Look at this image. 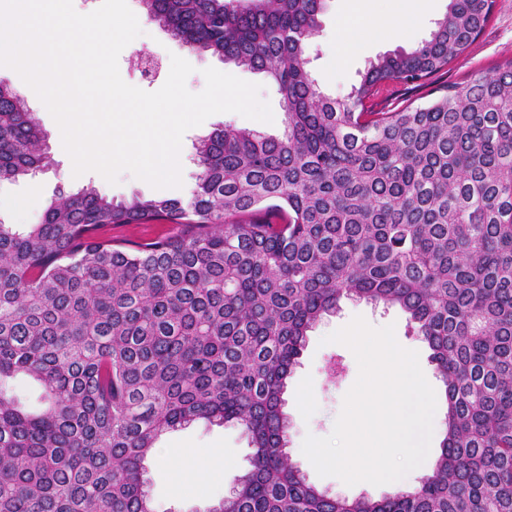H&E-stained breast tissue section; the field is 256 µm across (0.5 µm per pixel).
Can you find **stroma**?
<instances>
[{"label":"stroma","instance_id":"obj_1","mask_svg":"<svg viewBox=\"0 0 512 512\" xmlns=\"http://www.w3.org/2000/svg\"><path fill=\"white\" fill-rule=\"evenodd\" d=\"M130 9L140 19L142 33L130 42L118 58L119 72L129 85L147 92L160 89L166 82L172 56H180L194 68L186 85L191 92L205 87L203 71L212 67L227 71L242 80L261 85L260 97L269 102L274 122L266 123L237 113H219L183 136L180 150L182 185L172 189V196L190 199L195 188L198 168L194 162V145L217 128L232 126L266 135L282 136L284 131L280 96L273 84L260 73L228 67L215 56L189 51L173 39L157 22L151 20L141 0H128ZM380 0H327L321 17L322 27L308 44L309 69L325 93L340 98L359 79L370 60L399 48L411 47L427 39L436 22L443 18L448 0H426L416 27L405 40L373 41L364 48L342 56L337 52L340 34L337 24L350 19L358 29L375 24ZM512 59V0H495L490 22L473 45L432 85L434 95H442L446 86L470 83L489 67ZM45 135L48 159L34 175L15 182L0 183V221L23 226L40 222L46 208L59 193L92 186L115 201L133 197L153 198L159 189L122 172L117 183H109L99 173L89 171L74 176L69 155L60 146V129L45 106L27 97ZM363 317L369 325L380 328L394 325L397 342L417 351L421 369L436 393L435 424H442L446 411L443 383L429 361L424 342L413 336L406 314L396 306H384L358 299H342L335 313L325 316L308 333L306 347L288 383L285 412L288 416V451L293 462L306 473L309 481L329 493L343 497L379 499L393 495L392 487L349 486L335 477L317 474L300 448L306 436L331 434L339 416L343 398L358 377L353 353L344 345L326 343L327 335ZM252 449L247 436L233 424H210L196 421L163 434L152 459L145 463L146 489L156 512H209L235 480L250 467Z\"/></svg>","mask_w":512,"mask_h":512}]
</instances>
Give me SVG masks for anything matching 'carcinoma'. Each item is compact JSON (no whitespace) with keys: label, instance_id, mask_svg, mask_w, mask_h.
Segmentation results:
<instances>
[{"label":"carcinoma","instance_id":"obj_1","mask_svg":"<svg viewBox=\"0 0 512 512\" xmlns=\"http://www.w3.org/2000/svg\"><path fill=\"white\" fill-rule=\"evenodd\" d=\"M142 2L188 49L274 84L284 135L200 140L189 204L84 187L37 224L0 221V512H155L144 462L197 420L239 425L252 448L208 512H512V60L423 106L372 105L460 58L494 0H448L344 99L307 69L324 0ZM44 159L33 112L0 85V182ZM149 223L179 232L109 235ZM347 296L400 307L445 385L432 472L380 500L319 490L287 451L288 380ZM18 376L38 407L8 393ZM175 224H131L112 228V239L149 240L169 232Z\"/></svg>","mask_w":512,"mask_h":512}]
</instances>
